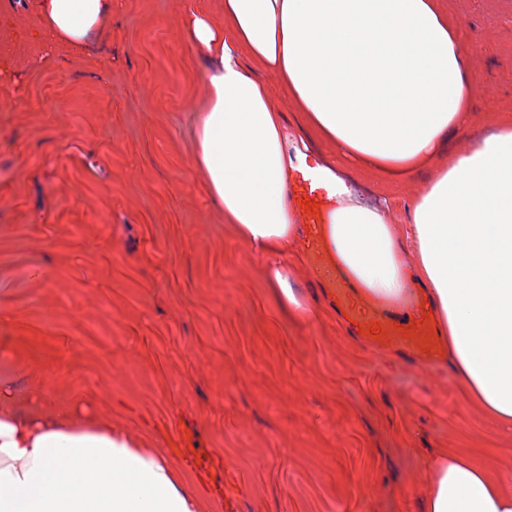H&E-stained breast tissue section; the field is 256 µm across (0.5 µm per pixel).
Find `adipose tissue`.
Masks as SVG:
<instances>
[{"mask_svg": "<svg viewBox=\"0 0 512 512\" xmlns=\"http://www.w3.org/2000/svg\"><path fill=\"white\" fill-rule=\"evenodd\" d=\"M111 0H41L27 40L85 43ZM205 81L194 163L225 223L268 257L264 275L289 313L315 318L275 257L294 252L284 111L308 136L396 185L438 153L470 109L467 51L449 0H224V22L190 13ZM335 203L325 227L352 287L379 302L423 292L448 366L492 426H512V116L436 172L395 224L388 204ZM424 512H512V492L465 455L427 472ZM163 454L62 409L24 415L0 384V512H199Z\"/></svg>", "mask_w": 512, "mask_h": 512, "instance_id": "obj_1", "label": "adipose tissue"}]
</instances>
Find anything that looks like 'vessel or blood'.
<instances>
[{
    "label": "vessel or blood",
    "mask_w": 512,
    "mask_h": 512,
    "mask_svg": "<svg viewBox=\"0 0 512 512\" xmlns=\"http://www.w3.org/2000/svg\"><path fill=\"white\" fill-rule=\"evenodd\" d=\"M328 206L319 203L316 214L299 210L298 219L305 224L309 237V260L331 291L337 305L346 315L358 324L379 321L384 325L383 334L378 339L380 347H396L412 359L427 362L434 360L439 347L432 325L423 319L404 324L392 308L373 304L355 296L353 288L332 261L324 240V226L327 222Z\"/></svg>",
    "instance_id": "b4317fda"
}]
</instances>
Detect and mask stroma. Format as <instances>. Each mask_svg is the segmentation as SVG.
I'll return each instance as SVG.
<instances>
[{"label":"stroma","mask_w":512,"mask_h":512,"mask_svg":"<svg viewBox=\"0 0 512 512\" xmlns=\"http://www.w3.org/2000/svg\"><path fill=\"white\" fill-rule=\"evenodd\" d=\"M477 76L443 153L393 190L394 219L449 157L512 113V0H455ZM112 0L79 49L8 42L0 72V375L26 413L75 409L162 451L202 512H422L428 464L466 453L512 491V429L485 425L444 361L293 318L192 163L211 64L188 13ZM53 375L44 388L45 375Z\"/></svg>","instance_id":"35a3bbf8"}]
</instances>
